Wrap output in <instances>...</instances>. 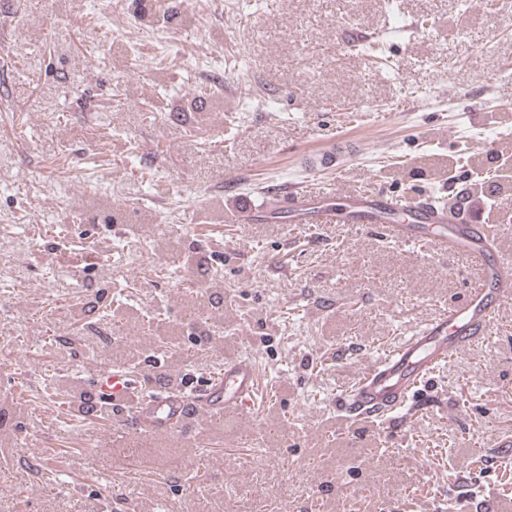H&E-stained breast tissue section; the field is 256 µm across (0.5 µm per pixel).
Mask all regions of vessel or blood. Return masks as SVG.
<instances>
[{
	"label": "vessel or blood",
	"mask_w": 512,
	"mask_h": 512,
	"mask_svg": "<svg viewBox=\"0 0 512 512\" xmlns=\"http://www.w3.org/2000/svg\"><path fill=\"white\" fill-rule=\"evenodd\" d=\"M273 206L294 218L317 224H378L386 236L421 244L428 250L462 256L481 270L478 287L466 300L450 306L396 348L373 361L356 381L333 401L342 426L384 421L407 408L416 389L457 349L485 334L502 303L512 298V261L503 259L483 224V212L436 206L427 198L388 194H350L341 203L325 196L310 204L298 191L271 193ZM256 212L250 201L236 199L225 211L228 224H247ZM90 385L103 400L125 407L124 425L141 435L195 432L207 417L241 414L251 409L260 391L254 362L226 358L221 374L186 391L177 387L142 396V384L123 364L92 373Z\"/></svg>",
	"instance_id": "b4317fda"
}]
</instances>
